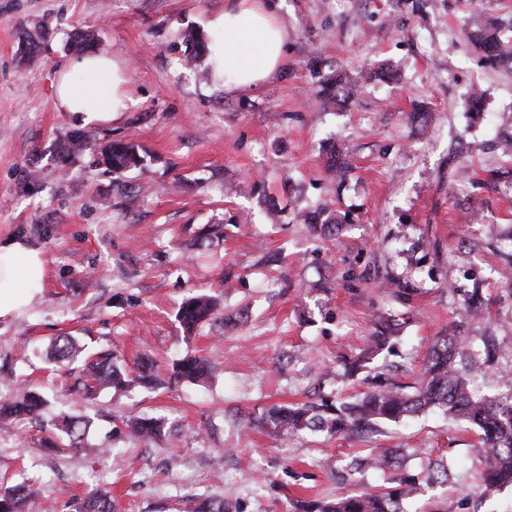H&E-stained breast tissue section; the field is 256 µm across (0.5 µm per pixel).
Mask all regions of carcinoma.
<instances>
[{
	"instance_id": "carcinoma-1",
	"label": "carcinoma",
	"mask_w": 512,
	"mask_h": 512,
	"mask_svg": "<svg viewBox=\"0 0 512 512\" xmlns=\"http://www.w3.org/2000/svg\"><path fill=\"white\" fill-rule=\"evenodd\" d=\"M468 37L481 52V60L490 68H512V37L498 22H474ZM359 93V86L338 74L319 82L318 97L323 105L330 106L348 101ZM93 148L90 137L74 133L63 153V162L69 163ZM103 161L112 171L122 173L142 165L143 159L135 146L128 142L109 143L101 151ZM303 223L317 236L336 237L343 227L339 217L322 214H300ZM381 287L390 290L391 296L405 299L408 288L399 279L387 275ZM485 299L482 289L473 288L463 300L467 319L473 321L484 312ZM217 302L211 296H193L180 306L177 319L186 332L217 320ZM401 331V323L393 316H380L375 323L363 356L346 364V374L353 376L368 368V364L382 354L391 351ZM467 337L461 334V326L455 324L439 336L428 351L425 365L419 372L413 391L393 383L387 388L363 392L336 406L326 401L303 405H272L259 419L265 429L282 435L304 430L325 431L331 435L375 434L384 422H399L407 417L434 407H444L448 413L467 422L477 430L484 445L489 448L487 467L482 475L485 490L491 492L512 487V393L506 398L488 397L477 392L468 379L469 354ZM76 340L63 336L53 344L54 358L66 362L78 357ZM512 358V349L502 342L493 341L488 347V365H498L500 358ZM209 373L208 362L199 356H185L173 363L170 373L163 375L154 365L143 359L136 371L127 372L114 361L109 351H102L92 358H85L76 386L86 396L104 389L125 391L134 385L145 389H157L196 383ZM46 399L38 392H28L20 398H0V430L8 429L15 421L43 417ZM91 419L85 415L64 413L56 417L53 430L60 435L47 434L43 444L55 449L58 443L67 441V447H87L86 437ZM126 435L136 441L161 438L165 420L153 415L130 418L124 422ZM403 459L399 448H380L377 454H368L353 460V468H392ZM437 481L434 466L426 469V475L406 474L390 485L377 491L364 490L335 499H303L295 504V512H407L404 504L420 489L422 479ZM34 489L21 480L13 485L0 487V512H23L26 501ZM234 506L222 498L205 497L192 504L189 512H233ZM75 512H115L112 496L103 490H94L77 501Z\"/></svg>"
}]
</instances>
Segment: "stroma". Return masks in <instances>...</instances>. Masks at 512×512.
<instances>
[{"instance_id": "35a3bbf8", "label": "stroma", "mask_w": 512, "mask_h": 512, "mask_svg": "<svg viewBox=\"0 0 512 512\" xmlns=\"http://www.w3.org/2000/svg\"><path fill=\"white\" fill-rule=\"evenodd\" d=\"M291 36L280 79L233 95L210 84L205 59L186 64L189 32H203L224 0H0V241L41 251V292L0 320V396L39 391L47 414L91 417L87 455L48 451L34 422L0 437V484L28 480L25 512H73L74 499L110 491L116 512H179L200 496L240 512H293L299 499L336 498L387 485L397 469L348 475L369 448L406 449L407 469L449 464L447 482L423 487L415 512H512V489L481 493L487 449L477 432L441 408L364 438L302 431L273 438L254 426L275 404L342 402L366 391L342 378L360 356L374 315L403 318L400 340L377 364L415 380L441 331L457 320L464 291L481 283L486 310L472 323L512 341V281L488 248L469 243L512 232V192L489 185L512 167L498 148L512 129V71L484 67L463 36L469 16L512 20V0H430L423 12L395 0H278ZM123 59L134 103L88 131L96 145L73 163L59 157L79 129L55 106L60 62L76 31ZM39 34V62L22 60L25 33ZM387 64L392 78L365 80ZM363 82L343 107L322 108L319 77ZM485 110L467 112L471 90ZM425 123L410 121L415 104ZM354 166L337 179L328 141ZM134 141L145 159L125 174L100 163L98 146ZM347 218L339 243L314 237L298 212ZM208 224L224 233L195 246ZM380 267L407 280V301L369 280ZM219 296L234 318L184 338L179 305ZM75 336L135 369L207 357L205 383L148 392L105 390L84 399L49 351ZM165 417L161 440L119 435L134 415Z\"/></svg>"}]
</instances>
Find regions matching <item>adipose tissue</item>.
<instances>
[{"instance_id": "ef3b65f1", "label": "adipose tissue", "mask_w": 512, "mask_h": 512, "mask_svg": "<svg viewBox=\"0 0 512 512\" xmlns=\"http://www.w3.org/2000/svg\"><path fill=\"white\" fill-rule=\"evenodd\" d=\"M206 62L212 83L230 92H249L285 70L288 24L273 0H225L207 20ZM127 67L114 56L83 54L59 66L55 104L79 124L116 121L132 102ZM45 262L20 241L0 243V319L26 307L45 282Z\"/></svg>"}]
</instances>
